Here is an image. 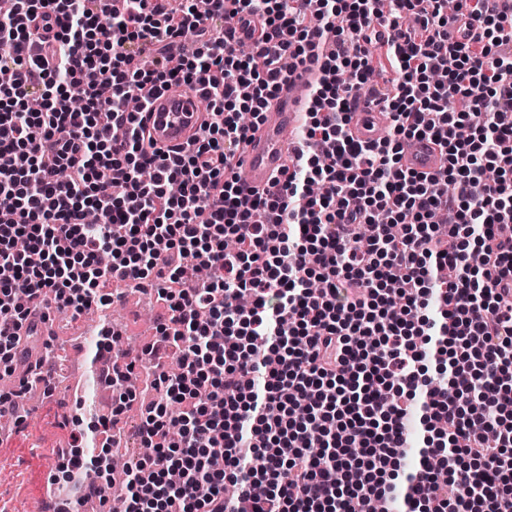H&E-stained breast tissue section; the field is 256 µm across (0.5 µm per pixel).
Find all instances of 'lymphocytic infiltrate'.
I'll return each instance as SVG.
<instances>
[{
    "mask_svg": "<svg viewBox=\"0 0 512 512\" xmlns=\"http://www.w3.org/2000/svg\"><path fill=\"white\" fill-rule=\"evenodd\" d=\"M445 2L0 0V372L32 303L103 307L116 279L154 284L170 313L155 345L182 374L151 381L127 512H512V14ZM256 16L247 44L224 25ZM37 20L54 42L32 41ZM312 64L291 167L245 195L239 149ZM173 84L198 88L211 121L172 155L146 148L124 102ZM367 94L392 115L376 145L346 132ZM423 137L445 154L432 176L401 165ZM190 266L210 271L199 287L182 285Z\"/></svg>",
    "mask_w": 512,
    "mask_h": 512,
    "instance_id": "obj_1",
    "label": "lymphocytic infiltrate"
}]
</instances>
